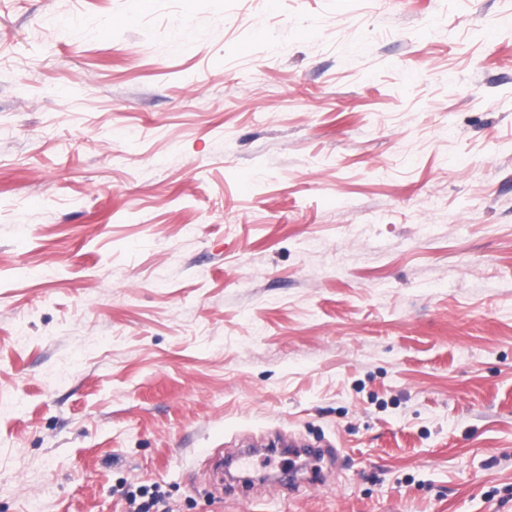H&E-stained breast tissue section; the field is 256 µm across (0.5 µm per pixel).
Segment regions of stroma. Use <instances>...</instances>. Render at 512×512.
Segmentation results:
<instances>
[{
    "label": "stroma",
    "mask_w": 512,
    "mask_h": 512,
    "mask_svg": "<svg viewBox=\"0 0 512 512\" xmlns=\"http://www.w3.org/2000/svg\"><path fill=\"white\" fill-rule=\"evenodd\" d=\"M154 485L512 512V0H0V512Z\"/></svg>",
    "instance_id": "1"
}]
</instances>
